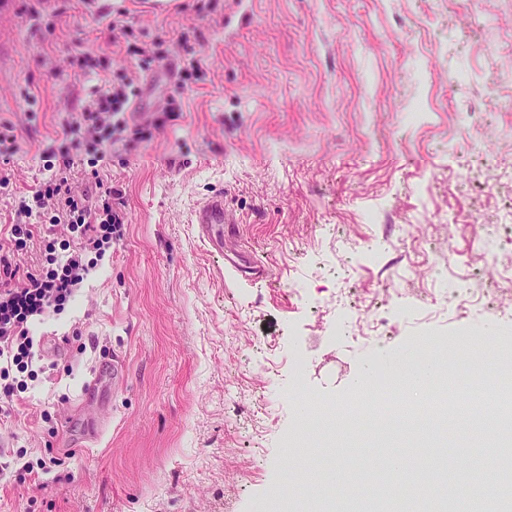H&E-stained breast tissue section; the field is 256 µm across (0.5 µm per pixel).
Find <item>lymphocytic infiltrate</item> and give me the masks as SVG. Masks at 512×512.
<instances>
[{
	"mask_svg": "<svg viewBox=\"0 0 512 512\" xmlns=\"http://www.w3.org/2000/svg\"><path fill=\"white\" fill-rule=\"evenodd\" d=\"M140 94L135 78L122 72L70 112L43 165L38 190L19 202L8 236L0 237V415L11 413L27 387L22 373L41 359L34 348L37 324L75 300L90 272L123 236L101 167L111 163L115 147L150 140L179 109L172 97L164 113L130 123L128 111ZM59 233L67 244L57 245ZM31 243L39 246L33 268L16 260Z\"/></svg>",
	"mask_w": 512,
	"mask_h": 512,
	"instance_id": "1",
	"label": "lymphocytic infiltrate"
}]
</instances>
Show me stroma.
I'll list each match as a JSON object with an SVG mask.
<instances>
[{"label":"stroma","mask_w":512,"mask_h":512,"mask_svg":"<svg viewBox=\"0 0 512 512\" xmlns=\"http://www.w3.org/2000/svg\"><path fill=\"white\" fill-rule=\"evenodd\" d=\"M11 2L0 122L19 151L0 226L62 117L104 87L72 59L91 50L137 73L113 24L145 46L196 33L201 71L152 141L112 155L124 236L37 326L45 371L0 419L27 460L61 463L0 481V512H291L274 495L299 412L289 344L326 402L414 343L467 332L512 358V290L490 289L483 260L489 248L512 265V0H41L34 16ZM137 75L135 112L162 111L176 79ZM219 193L238 227L220 252L192 222ZM296 281L330 307L305 308ZM454 291L493 305H436ZM374 299L389 302L382 338L328 336ZM112 359L123 380L82 402Z\"/></svg>","instance_id":"1"}]
</instances>
